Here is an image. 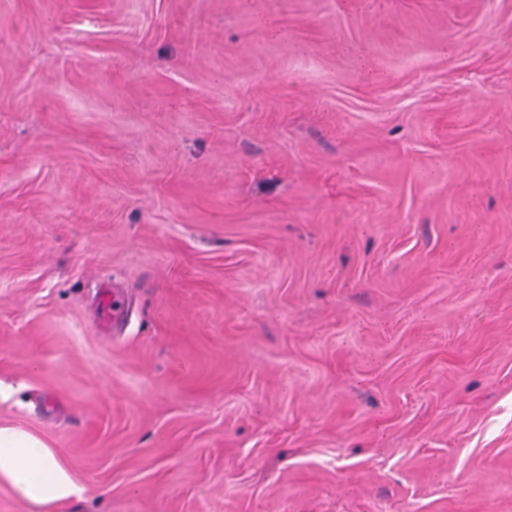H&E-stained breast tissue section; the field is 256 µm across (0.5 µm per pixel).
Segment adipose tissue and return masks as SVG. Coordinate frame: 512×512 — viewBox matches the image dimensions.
I'll return each mask as SVG.
<instances>
[{
  "instance_id": "obj_1",
  "label": "adipose tissue",
  "mask_w": 512,
  "mask_h": 512,
  "mask_svg": "<svg viewBox=\"0 0 512 512\" xmlns=\"http://www.w3.org/2000/svg\"><path fill=\"white\" fill-rule=\"evenodd\" d=\"M0 479L37 506L63 502L81 492L42 441L12 425L0 424Z\"/></svg>"
}]
</instances>
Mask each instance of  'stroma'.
<instances>
[{
	"instance_id": "stroma-1",
	"label": "stroma",
	"mask_w": 512,
	"mask_h": 512,
	"mask_svg": "<svg viewBox=\"0 0 512 512\" xmlns=\"http://www.w3.org/2000/svg\"><path fill=\"white\" fill-rule=\"evenodd\" d=\"M0 424L42 512H512V0H0ZM0 479L37 506L67 501L81 492L42 441L12 425L0 424Z\"/></svg>"
}]
</instances>
